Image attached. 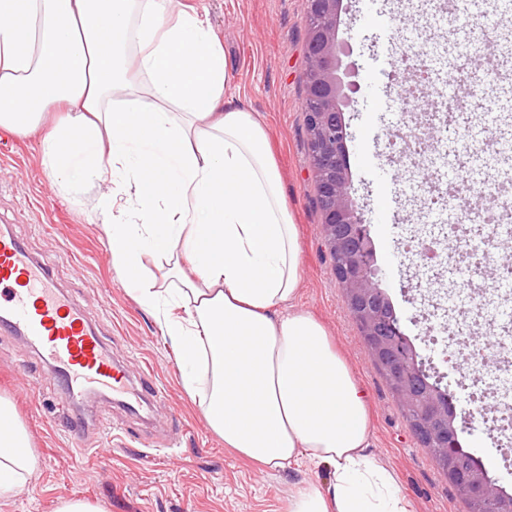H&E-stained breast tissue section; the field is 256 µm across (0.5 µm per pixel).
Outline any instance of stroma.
I'll return each instance as SVG.
<instances>
[{
    "mask_svg": "<svg viewBox=\"0 0 512 512\" xmlns=\"http://www.w3.org/2000/svg\"><path fill=\"white\" fill-rule=\"evenodd\" d=\"M208 19L224 46L231 73L226 94L268 128L289 210L300 234V308L316 316L366 390L372 412L369 451L392 467L414 512H464L455 490L421 447L396 398L369 357L336 280L325 243L304 111L308 19L305 0H185ZM397 20L395 42L383 39L365 0H344L338 22L343 63L352 65L351 103L345 111L352 187L373 238L379 279L417 351L449 380L464 362L458 348L425 343L422 308L408 286L420 260L404 246L415 236L444 237L430 223L404 156L407 115L399 82L389 81L392 111L373 109L367 72L377 56L398 60L407 43L434 47L448 34L438 13L463 21L475 0H447L445 10L420 0H377ZM381 163L396 182L387 215L377 202L372 173ZM9 225L27 250L47 262L57 283L91 318L114 356L133 375L150 368L165 392L153 405L131 410L111 396L86 395L76 404L55 379L46 354L20 337L0 332V394L8 395L35 453L34 471L0 512H56L61 501L82 499L104 512H283L290 494L327 469L303 466L272 471L238 458L208 427L200 400L181 385L174 353L153 317L134 300L112 267L107 239L87 199L56 191L36 139L0 133V225ZM94 418L97 430L83 443L69 433L73 417Z\"/></svg>",
    "mask_w": 512,
    "mask_h": 512,
    "instance_id": "35a3bbf8",
    "label": "stroma"
}]
</instances>
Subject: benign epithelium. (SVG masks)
<instances>
[{
    "mask_svg": "<svg viewBox=\"0 0 512 512\" xmlns=\"http://www.w3.org/2000/svg\"><path fill=\"white\" fill-rule=\"evenodd\" d=\"M309 17L307 66L305 72V115L310 129V159L317 198L322 211V227L328 250L333 256L336 280L342 288L348 308L370 338L369 352H404L406 359L390 358L386 368L396 385L421 374L418 353L407 336L391 325L392 338H382L379 327L384 319L383 290L378 268L371 262L375 250L369 225L352 195L351 175L347 161V123L343 107L349 104L346 84L339 76L342 67L336 17L342 0H306ZM457 78L459 90L470 93L475 73L482 59L474 51L462 52ZM426 401L420 411L419 423L430 432L448 428V434L459 429L465 417L452 397L428 380H422ZM458 493L468 499L494 502L497 486L476 476L460 481Z\"/></svg>",
    "mask_w": 512,
    "mask_h": 512,
    "instance_id": "obj_1",
    "label": "benign epithelium"
}]
</instances>
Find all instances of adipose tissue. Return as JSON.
Returning a JSON list of instances; mask_svg holds the SVG:
<instances>
[{"mask_svg": "<svg viewBox=\"0 0 512 512\" xmlns=\"http://www.w3.org/2000/svg\"><path fill=\"white\" fill-rule=\"evenodd\" d=\"M224 47L182 0H0V132L39 134L87 195L112 267L157 317L210 429L269 470L310 464L285 512H413L370 455L367 393L296 308L300 247L269 137L227 99ZM0 499L34 468L0 395Z\"/></svg>", "mask_w": 512, "mask_h": 512, "instance_id": "obj_1", "label": "adipose tissue"}]
</instances>
